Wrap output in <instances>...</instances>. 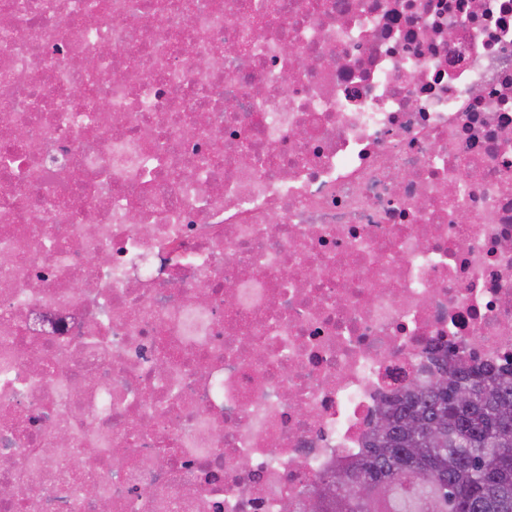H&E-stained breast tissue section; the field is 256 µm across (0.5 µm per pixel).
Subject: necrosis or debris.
Masks as SVG:
<instances>
[{"mask_svg": "<svg viewBox=\"0 0 512 512\" xmlns=\"http://www.w3.org/2000/svg\"><path fill=\"white\" fill-rule=\"evenodd\" d=\"M1 186L0 512H282L512 365V0H0Z\"/></svg>", "mask_w": 512, "mask_h": 512, "instance_id": "4bbe7bcc", "label": "necrosis or debris"}]
</instances>
